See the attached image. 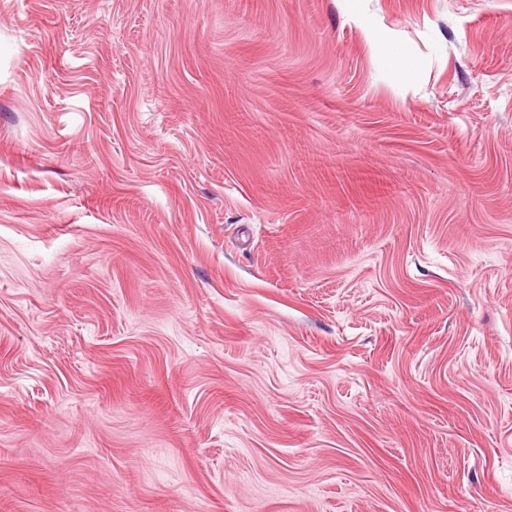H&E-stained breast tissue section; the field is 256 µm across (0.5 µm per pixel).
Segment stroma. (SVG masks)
<instances>
[{
    "label": "stroma",
    "mask_w": 512,
    "mask_h": 512,
    "mask_svg": "<svg viewBox=\"0 0 512 512\" xmlns=\"http://www.w3.org/2000/svg\"><path fill=\"white\" fill-rule=\"evenodd\" d=\"M0 512H512V0H0Z\"/></svg>",
    "instance_id": "obj_1"
}]
</instances>
